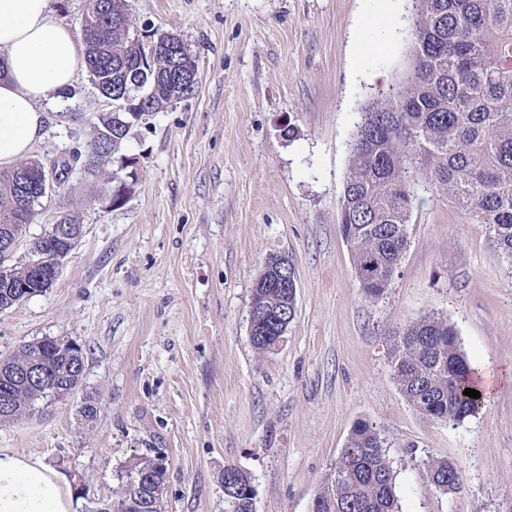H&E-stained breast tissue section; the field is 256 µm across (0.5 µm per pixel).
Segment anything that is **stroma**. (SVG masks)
<instances>
[{
    "label": "stroma",
    "mask_w": 512,
    "mask_h": 512,
    "mask_svg": "<svg viewBox=\"0 0 512 512\" xmlns=\"http://www.w3.org/2000/svg\"><path fill=\"white\" fill-rule=\"evenodd\" d=\"M132 32L169 30L197 62L193 93L134 127L137 182L108 205L74 171L42 199L13 261L63 211L82 238L51 288L0 312V357L63 336L84 350L79 389L0 423V448L117 498L129 461L169 460L165 512H224L228 465L253 477L255 512H310L357 422L375 428L402 512H512V259L448 195L415 187L407 248L385 292L366 296L338 227L364 106L409 67L412 0H126ZM101 109L86 69L46 103L33 155L86 145ZM295 271L296 316L275 350L250 338L267 258ZM503 378L460 423L420 414L392 369L421 318ZM101 412L86 422V397ZM457 465L444 495L429 460Z\"/></svg>",
    "instance_id": "stroma-1"
}]
</instances>
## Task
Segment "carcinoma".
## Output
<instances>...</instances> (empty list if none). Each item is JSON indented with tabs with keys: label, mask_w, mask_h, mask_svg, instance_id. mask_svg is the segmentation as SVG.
I'll return each mask as SVG.
<instances>
[{
	"label": "carcinoma",
	"mask_w": 512,
	"mask_h": 512,
	"mask_svg": "<svg viewBox=\"0 0 512 512\" xmlns=\"http://www.w3.org/2000/svg\"><path fill=\"white\" fill-rule=\"evenodd\" d=\"M415 31L411 65L392 92L375 98L362 111L350 145L339 219L341 236L351 249L360 288L379 296L393 278L407 244L406 226L414 203V183L421 175L469 211L493 233V242L512 258V0H414ZM83 64L100 98L113 102L121 92L134 95L132 84L143 79L136 95H150L153 110L190 95L195 83L168 78L173 58L156 55L132 41L125 0H89L81 29ZM126 115L99 113L87 157L74 151L67 158H33L0 170V237L17 240L34 223L41 197L25 209L18 206L19 180L36 188L53 171L57 191L65 190L73 165L91 177H104L103 196L119 204V172L102 166L120 152L130 130ZM61 243L43 236L30 247V263L0 262V310L44 292L56 280L52 259ZM283 258L270 257L259 275L252 298L269 312L257 318L253 345L263 351L281 343V326L296 315L295 288H278L275 279ZM82 347L61 337L22 346L0 360V394L12 410L0 420H14L39 400L55 397L66 379L77 380ZM394 377L406 400L425 416L461 422L474 415L484 398L463 395L475 388L478 366L460 351L456 330L447 321L424 317L409 327L393 347ZM36 366L50 372L43 384L13 380V373ZM166 459L144 458L152 483L133 512H161ZM445 460L426 464L429 482L441 493L455 492ZM224 512H253L250 473L224 467ZM311 512H400L395 472L379 433L357 424L341 458L325 475Z\"/></svg>",
	"instance_id": "obj_1"
}]
</instances>
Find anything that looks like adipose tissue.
I'll use <instances>...</instances> for the list:
<instances>
[{
  "label": "adipose tissue",
  "instance_id": "1",
  "mask_svg": "<svg viewBox=\"0 0 512 512\" xmlns=\"http://www.w3.org/2000/svg\"><path fill=\"white\" fill-rule=\"evenodd\" d=\"M0 165L28 155L45 125L42 102L72 87L82 46L50 0H0ZM67 477L42 461L0 448V512H76Z\"/></svg>",
  "mask_w": 512,
  "mask_h": 512
}]
</instances>
